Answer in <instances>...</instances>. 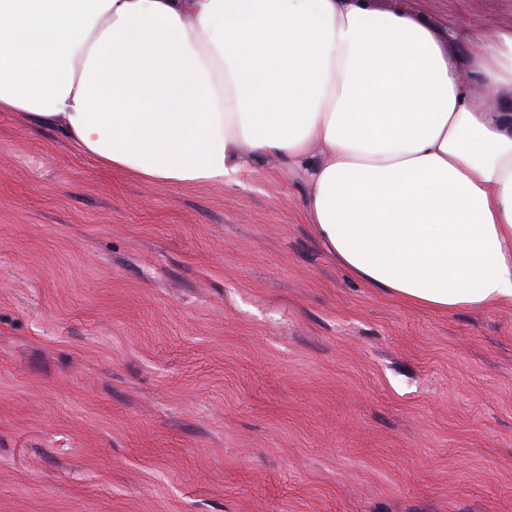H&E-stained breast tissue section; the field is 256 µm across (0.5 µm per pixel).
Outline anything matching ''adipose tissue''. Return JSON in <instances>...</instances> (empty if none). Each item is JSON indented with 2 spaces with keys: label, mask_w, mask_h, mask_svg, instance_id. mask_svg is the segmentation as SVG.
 Here are the masks:
<instances>
[{
  "label": "adipose tissue",
  "mask_w": 512,
  "mask_h": 512,
  "mask_svg": "<svg viewBox=\"0 0 512 512\" xmlns=\"http://www.w3.org/2000/svg\"><path fill=\"white\" fill-rule=\"evenodd\" d=\"M459 70L394 0H0V112L166 184L305 166L354 277L440 311L512 303V30Z\"/></svg>",
  "instance_id": "ef3b65f1"
}]
</instances>
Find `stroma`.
<instances>
[{"label": "stroma", "mask_w": 512, "mask_h": 512, "mask_svg": "<svg viewBox=\"0 0 512 512\" xmlns=\"http://www.w3.org/2000/svg\"><path fill=\"white\" fill-rule=\"evenodd\" d=\"M463 62L512 0H405ZM302 170L102 166L0 112V512H512V304L350 274Z\"/></svg>", "instance_id": "1"}]
</instances>
